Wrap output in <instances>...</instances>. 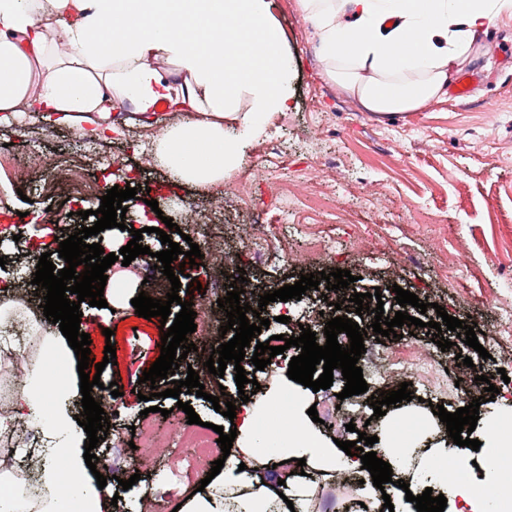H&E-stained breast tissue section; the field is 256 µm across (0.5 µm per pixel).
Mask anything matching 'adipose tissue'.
<instances>
[{"instance_id": "obj_1", "label": "adipose tissue", "mask_w": 512, "mask_h": 512, "mask_svg": "<svg viewBox=\"0 0 512 512\" xmlns=\"http://www.w3.org/2000/svg\"><path fill=\"white\" fill-rule=\"evenodd\" d=\"M319 27L322 54L348 62L338 70L367 110L410 112L439 94L452 62L466 56L478 31L512 0H303ZM217 29L200 43L191 30ZM111 30L103 45L98 34ZM273 0H0V112L40 108L65 117L110 111L114 98L133 102L142 112L159 102L188 107L190 120L165 131L162 157L179 177L205 188L223 180L245 155L250 141L274 113L287 111L289 61ZM165 57L182 69L180 84L151 68ZM423 66L425 80L393 82V75ZM248 95L247 115L237 113ZM239 123L227 138L225 121ZM240 445L224 466L226 502L214 494L187 490L180 512H228L230 503L252 505L254 512H290L269 491L266 474L274 460L261 448L252 411L239 409ZM46 427L65 432L75 452L64 466L49 465L41 475L45 498L54 512H69L77 497L86 512H102L80 452L87 435L67 411H55ZM285 458L332 471L337 464L361 470L363 489L374 500L394 494L393 484L373 485L361 459L323 447L303 423L288 435Z\"/></svg>"}]
</instances>
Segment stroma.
I'll list each match as a JSON object with an SVG mask.
<instances>
[{
  "instance_id": "35a3bbf8",
  "label": "stroma",
  "mask_w": 512,
  "mask_h": 512,
  "mask_svg": "<svg viewBox=\"0 0 512 512\" xmlns=\"http://www.w3.org/2000/svg\"><path fill=\"white\" fill-rule=\"evenodd\" d=\"M274 14L291 64L290 108L272 116L222 187L199 189L159 161L160 138L187 119L184 111L139 112L127 101L109 112L52 120L50 131L40 136L29 132L38 123L33 112H18L0 120V145L9 144L19 158L35 154L82 168L86 179L104 190L135 188L136 198L125 202V229L100 234L104 247L115 253L132 228L143 230L151 252L161 251L156 230L163 218L180 220L185 207H193L202 227L193 243H207L224 254L226 277L218 288H209L210 276L201 268L180 279L184 285L192 279L205 282L206 302L216 303L217 289L228 288V275L241 269L257 287L274 291L300 276L341 268L355 277L350 292L381 290L385 315L399 309L393 292L398 286L431 305L424 312L408 307V314L433 321L436 307L442 306L450 316L471 319L490 357L465 371L422 328L408 339L416 350L414 365L396 373L382 360L391 338L366 343L358 365L369 394L398 389L404 382L415 394L413 401L390 405L379 418L372 407L355 408L340 399L341 375H334L329 389L315 392L289 379L283 366L255 373L261 385L253 397L257 419L265 420L270 394L291 393L289 419H307L308 409L316 408L320 420L311 429L326 446L355 440L346 426L358 416L368 420L382 448L395 443L397 427L405 431L401 447L411 449L426 439L435 448L452 447L451 437L437 431L434 406L451 413L463 407L458 378L484 375L492 361L512 355V15L502 14L477 33L467 58L451 65L454 79L479 72L470 97L454 101L442 94L414 111L381 115L366 110L359 96L336 79L302 0H274ZM490 39L500 42V54L488 53ZM219 193L224 203L216 207L211 200ZM152 199L159 211H151ZM100 202L97 196L77 201L44 190L36 171L17 182L1 171L0 257L6 266L0 269V293L9 292L13 281L33 280L42 253L58 261L60 241L82 228L81 212L98 209ZM48 210L58 214V223H44ZM138 294L133 282L113 308L83 309L80 328L94 336L96 359H103L106 344L116 348V361L106 365L100 381L116 383L120 391L104 403L110 429L95 450L96 468L105 474L134 467L140 474L112 512H137L143 491L152 494L161 512H173L184 498L183 488L199 487L207 472L170 441L150 452L130 448L141 410L155 405L149 419L162 430L172 418L186 423L185 412L176 406L180 400L190 402L201 421L226 428L231 422L211 402L186 393L143 402L151 386L140 377L160 356L162 332L158 321L136 314L131 300ZM276 308L289 316L282 328L288 337L299 336L304 326L318 330L322 321L317 300L308 294ZM15 322L29 329L34 346L23 358L0 361V377L32 389L44 375L45 335L32 331L26 315ZM498 389L492 401L481 404L472 433L482 450L461 449L468 476L487 483L493 474L479 465L482 451L497 447V429L512 424V382ZM167 409L172 412L168 418L163 415ZM418 419L427 423L419 435L411 430ZM365 499L346 471H315L298 509L345 512L350 501Z\"/></svg>"
}]
</instances>
